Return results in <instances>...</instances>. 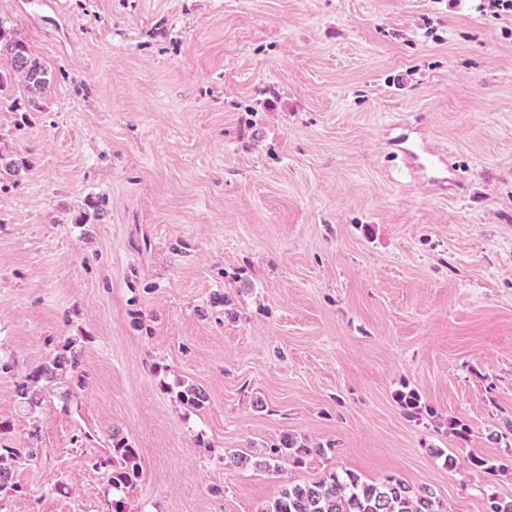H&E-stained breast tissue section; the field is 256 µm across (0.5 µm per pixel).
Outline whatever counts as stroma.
I'll return each mask as SVG.
<instances>
[{"label":"stroma","instance_id":"stroma-1","mask_svg":"<svg viewBox=\"0 0 512 512\" xmlns=\"http://www.w3.org/2000/svg\"><path fill=\"white\" fill-rule=\"evenodd\" d=\"M0 24L52 75L0 96L27 164L0 181V448L39 451L0 512H261L332 469L450 512L512 498V10L0 0ZM398 119L465 193L401 173ZM70 339L84 386L28 412L18 386ZM115 430L142 472L118 494L93 465ZM286 434L328 453L257 469Z\"/></svg>","mask_w":512,"mask_h":512}]
</instances>
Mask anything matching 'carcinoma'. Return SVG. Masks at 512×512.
<instances>
[{"label":"carcinoma","mask_w":512,"mask_h":512,"mask_svg":"<svg viewBox=\"0 0 512 512\" xmlns=\"http://www.w3.org/2000/svg\"><path fill=\"white\" fill-rule=\"evenodd\" d=\"M10 62V68L0 70V95L19 75L23 78L29 92L41 94L51 82L48 69L33 56L26 42L15 31L7 30L0 25V56ZM26 169L21 160H6L0 152V179L8 175L16 177ZM75 341L68 340L54 349L53 357L38 366L29 374L28 381L18 387V397L28 408L33 409L41 404L40 383H52L62 379L68 373L77 380L80 360L74 349ZM180 399L195 408H201L207 402L205 392L193 385H187L180 392ZM396 401L403 412L410 418L416 417L421 411V396L410 389L399 391ZM26 454L32 456L35 449L22 451L19 448H6L0 452V488L9 484L11 469L8 463ZM312 454L324 455L326 449L310 448L299 443L289 435L283 436L279 443L271 445L264 453V461L260 465L270 470L279 468V463L286 457L296 456V460ZM134 449L125 438L112 432L111 455L94 460L93 466L104 465L112 468L109 474L112 489L120 491L136 484L141 478L137 463L134 462ZM261 512H449L446 506L434 499L427 491H415L402 478L389 477L380 483L369 482L359 475L347 470H331L323 478L311 484L287 482L280 488L272 506ZM485 512H512V499L507 500L492 492L487 495Z\"/></svg>","instance_id":"1"}]
</instances>
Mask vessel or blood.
<instances>
[{"label": "vessel or blood", "mask_w": 512, "mask_h": 512, "mask_svg": "<svg viewBox=\"0 0 512 512\" xmlns=\"http://www.w3.org/2000/svg\"><path fill=\"white\" fill-rule=\"evenodd\" d=\"M389 130L384 149L402 160L409 176L424 177L442 190L459 188L454 162L428 141L418 123L399 120L391 123Z\"/></svg>", "instance_id": "vessel-or-blood-1"}]
</instances>
